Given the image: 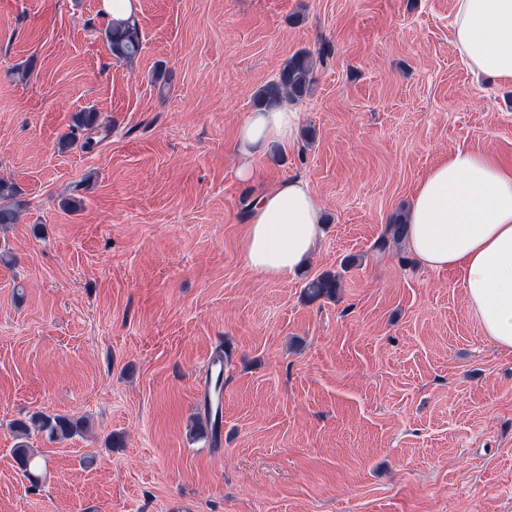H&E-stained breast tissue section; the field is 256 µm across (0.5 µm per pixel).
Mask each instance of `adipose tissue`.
<instances>
[{"instance_id": "obj_1", "label": "adipose tissue", "mask_w": 512, "mask_h": 512, "mask_svg": "<svg viewBox=\"0 0 512 512\" xmlns=\"http://www.w3.org/2000/svg\"><path fill=\"white\" fill-rule=\"evenodd\" d=\"M452 41L473 73L512 81V0H455ZM300 123L290 108L250 113L234 143L243 160L239 178L251 180L254 156L292 147ZM407 221L420 265L457 272L484 335L511 352L512 166L486 152L454 150L420 179ZM244 222L246 266L274 279L294 276L324 235L320 204L300 177L257 198Z\"/></svg>"}]
</instances>
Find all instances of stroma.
I'll return each mask as SVG.
<instances>
[{
    "mask_svg": "<svg viewBox=\"0 0 512 512\" xmlns=\"http://www.w3.org/2000/svg\"><path fill=\"white\" fill-rule=\"evenodd\" d=\"M454 2L139 0L118 61L98 0H0V179L27 203L0 229V512H512V352L454 272L374 249L449 152L512 162V81L458 58ZM300 51L296 142L241 181L236 131ZM89 109L110 130L59 151ZM288 177L326 233L269 279L242 260V201ZM326 272L335 298L308 301ZM40 411L89 428L31 435L33 489L10 425ZM13 456L22 476L30 482L31 487L38 488L40 475L37 471L41 467L38 451L22 441L13 448Z\"/></svg>",
    "mask_w": 512,
    "mask_h": 512,
    "instance_id": "obj_1",
    "label": "stroma"
}]
</instances>
